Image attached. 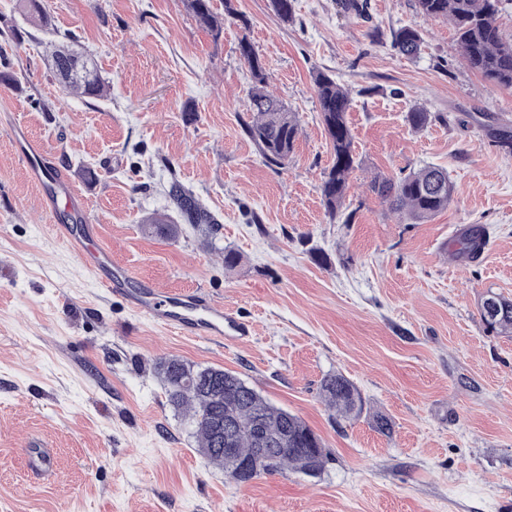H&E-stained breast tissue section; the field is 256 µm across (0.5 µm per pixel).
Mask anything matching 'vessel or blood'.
I'll return each instance as SVG.
<instances>
[{
    "label": "vessel or blood",
    "instance_id": "b4317fda",
    "mask_svg": "<svg viewBox=\"0 0 512 512\" xmlns=\"http://www.w3.org/2000/svg\"><path fill=\"white\" fill-rule=\"evenodd\" d=\"M15 143L29 178L51 184L43 194L44 210L56 213L60 201L64 200L83 217V224H59L55 231L78 255L93 254L91 268L100 288L124 296L135 313L182 336L219 343H238L251 337L250 323L226 312L223 304L213 301L205 292H166L142 279L132 267L114 262L110 251L96 244L97 228L87 220L88 208L83 194L70 184L63 171L53 168L49 154L40 143L22 132L16 134Z\"/></svg>",
    "mask_w": 512,
    "mask_h": 512
}]
</instances>
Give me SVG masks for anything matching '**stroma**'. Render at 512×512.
<instances>
[{"label": "stroma", "mask_w": 512, "mask_h": 512, "mask_svg": "<svg viewBox=\"0 0 512 512\" xmlns=\"http://www.w3.org/2000/svg\"><path fill=\"white\" fill-rule=\"evenodd\" d=\"M294 0L291 22L270 0H233L220 39L185 0H47L54 29L31 28L19 0H0L20 88L0 84V512H512V334L486 328V292L512 298V88L468 69L454 30L415 0ZM415 28L417 57L392 34ZM248 39L268 88L299 118L287 167L268 166L244 131L253 80ZM84 53L103 98L69 93L46 43ZM333 74L352 98L357 166L331 219L321 185L333 157L313 75ZM434 119L412 128L408 112ZM39 141L87 197L113 261L159 288L201 290L254 328L237 345L153 325L92 274L53 230L71 210L42 207L13 141ZM431 164L456 194L447 210L406 224L369 190ZM179 181L219 221L215 236L173 214ZM478 224V259L455 257ZM240 255L224 266V250ZM176 357L235 372L274 406L300 416L329 455L316 476L229 481L197 451L167 401L157 363ZM340 373L366 410L336 418L321 382ZM389 416L391 436L372 426ZM47 464L35 466L37 456Z\"/></svg>", "instance_id": "35a3bbf8"}]
</instances>
